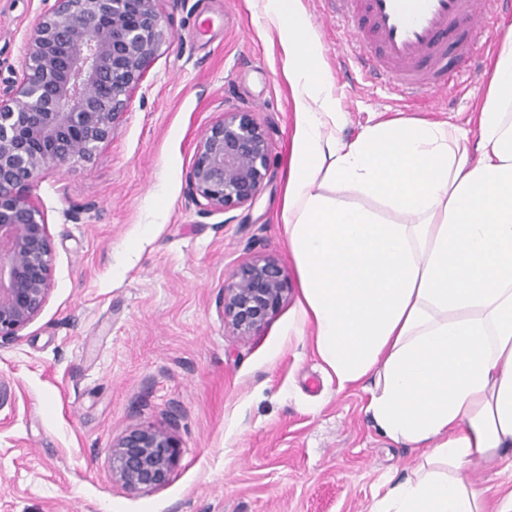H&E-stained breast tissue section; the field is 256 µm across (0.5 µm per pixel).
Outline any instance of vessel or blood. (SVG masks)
Wrapping results in <instances>:
<instances>
[{
	"label": "vessel or blood",
	"mask_w": 512,
	"mask_h": 512,
	"mask_svg": "<svg viewBox=\"0 0 512 512\" xmlns=\"http://www.w3.org/2000/svg\"><path fill=\"white\" fill-rule=\"evenodd\" d=\"M500 0H336L341 50L404 100L440 99L474 72ZM458 65L449 68L447 52Z\"/></svg>",
	"instance_id": "obj_1"
}]
</instances>
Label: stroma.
Segmentation results:
<instances>
[{"instance_id":"obj_1","label":"stroma","mask_w":512,"mask_h":512,"mask_svg":"<svg viewBox=\"0 0 512 512\" xmlns=\"http://www.w3.org/2000/svg\"><path fill=\"white\" fill-rule=\"evenodd\" d=\"M342 117L340 137L395 117L464 123L486 76L415 109L363 78L326 0H303ZM46 0H0V90L21 72ZM167 39L92 162L50 170L32 196L54 238L48 300L0 346V512H372L420 452L386 437L362 387L338 390L298 336V276L283 219L294 102L261 0H165ZM225 111L265 129L269 175L253 206L205 214L188 198L199 136ZM270 257L291 289L247 339L224 321L230 273ZM178 411L177 463L160 489L113 481L112 442ZM489 499L506 461L472 463Z\"/></svg>"}]
</instances>
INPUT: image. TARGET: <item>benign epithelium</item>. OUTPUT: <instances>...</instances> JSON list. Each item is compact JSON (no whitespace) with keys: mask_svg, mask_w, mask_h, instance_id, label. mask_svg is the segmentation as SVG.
<instances>
[{"mask_svg":"<svg viewBox=\"0 0 512 512\" xmlns=\"http://www.w3.org/2000/svg\"><path fill=\"white\" fill-rule=\"evenodd\" d=\"M164 0H54L26 42L21 73L0 93V343L44 308L54 239L32 200L42 174L93 161L166 38ZM269 142L249 112H224L200 136L190 200L206 213L252 205L268 175ZM290 291L274 259L248 262L225 281L224 318L258 333ZM179 455L172 427H135L112 442V479L130 491L169 480Z\"/></svg>","mask_w":512,"mask_h":512,"instance_id":"1","label":"benign epithelium"}]
</instances>
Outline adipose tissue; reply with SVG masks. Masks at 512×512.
Wrapping results in <instances>:
<instances>
[{
	"instance_id": "1",
	"label": "adipose tissue",
	"mask_w": 512,
	"mask_h": 512,
	"mask_svg": "<svg viewBox=\"0 0 512 512\" xmlns=\"http://www.w3.org/2000/svg\"><path fill=\"white\" fill-rule=\"evenodd\" d=\"M295 104L284 194L298 315L338 390L422 449L375 512H512L470 466L512 447V25L465 124L389 119L337 137L340 110L302 0H266ZM382 210L351 201V194Z\"/></svg>"
}]
</instances>
